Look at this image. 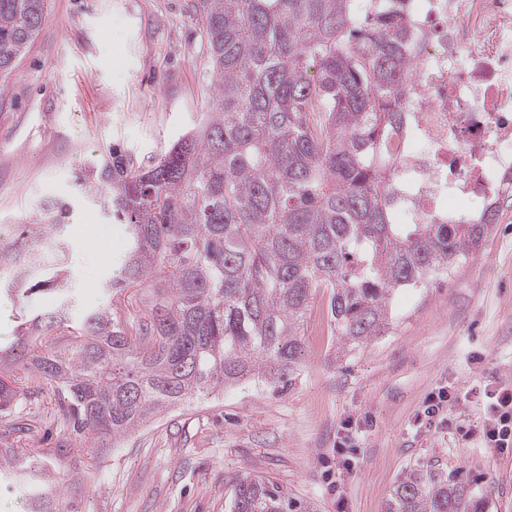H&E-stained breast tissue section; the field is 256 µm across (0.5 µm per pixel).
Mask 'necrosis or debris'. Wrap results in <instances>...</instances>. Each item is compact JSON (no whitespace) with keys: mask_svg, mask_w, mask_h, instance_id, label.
Instances as JSON below:
<instances>
[{"mask_svg":"<svg viewBox=\"0 0 512 512\" xmlns=\"http://www.w3.org/2000/svg\"><path fill=\"white\" fill-rule=\"evenodd\" d=\"M408 31L402 106L426 148L393 156L416 187L398 210L438 224L448 192L512 199V0H411Z\"/></svg>","mask_w":512,"mask_h":512,"instance_id":"1","label":"necrosis or debris"}]
</instances>
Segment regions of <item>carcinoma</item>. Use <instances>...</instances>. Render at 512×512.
I'll list each match as a JSON object with an SVG mask.
<instances>
[{
    "label": "carcinoma",
    "mask_w": 512,
    "mask_h": 512,
    "mask_svg": "<svg viewBox=\"0 0 512 512\" xmlns=\"http://www.w3.org/2000/svg\"><path fill=\"white\" fill-rule=\"evenodd\" d=\"M48 0H0V75L41 28ZM212 63V111L158 156L116 147L76 176L81 197L124 224L129 248L104 301L69 313L65 241L71 204L41 201L0 235V281L18 305L0 349V413L50 387L70 439L35 455L0 454L29 512H54L44 463L93 436L110 448L167 407L245 382L289 389L304 318L329 294L332 332L352 350L393 323L400 288L480 253L497 220L397 224L392 162L408 130L402 99L406 0H193ZM136 292L122 301L130 289ZM58 306L26 314L32 296ZM24 376L15 375V369ZM467 476L412 469L386 512H485ZM232 512H310L268 478L246 474Z\"/></svg>",
    "instance_id": "1"
}]
</instances>
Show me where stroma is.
I'll return each instance as SVG.
<instances>
[{"mask_svg":"<svg viewBox=\"0 0 512 512\" xmlns=\"http://www.w3.org/2000/svg\"><path fill=\"white\" fill-rule=\"evenodd\" d=\"M213 78L188 0H49V11L0 86V225L20 224L41 200L74 205L62 230L71 314L101 303L102 259L120 268L125 225L107 222L73 185L80 167L115 146L159 155L211 109ZM95 242L85 252L78 238ZM293 386L243 384L163 412L120 446L80 451L48 477L80 488L79 512H229L235 480L275 481L315 512H385L413 468L477 476L487 512H512V447H482L471 432L490 382L512 386V202L479 256L450 280L399 289L389 332L337 356L335 336L311 327ZM458 399L452 426L417 423L427 395ZM52 390L0 415V446L51 448L64 433ZM360 436L337 450L346 422ZM355 468L342 477L345 459Z\"/></svg>","mask_w":512,"mask_h":512,"instance_id":"stroma-1","label":"stroma"}]
</instances>
